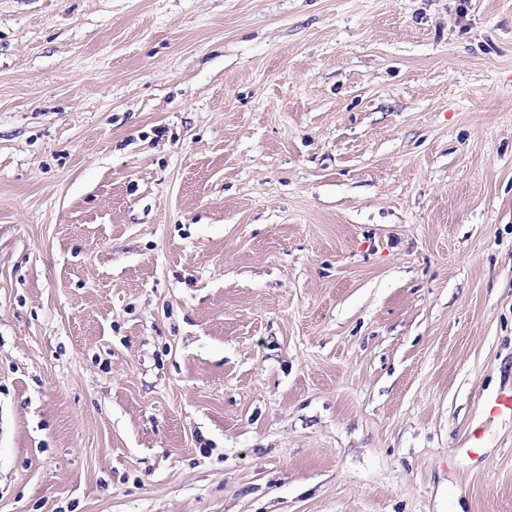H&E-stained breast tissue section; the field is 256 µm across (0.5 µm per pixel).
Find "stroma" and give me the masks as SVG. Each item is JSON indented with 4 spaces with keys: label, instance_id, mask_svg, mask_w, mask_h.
<instances>
[{
    "label": "stroma",
    "instance_id": "obj_1",
    "mask_svg": "<svg viewBox=\"0 0 512 512\" xmlns=\"http://www.w3.org/2000/svg\"><path fill=\"white\" fill-rule=\"evenodd\" d=\"M510 387L512 0H0V512H512ZM490 418L507 420L512 424V390L498 392L487 404Z\"/></svg>",
    "mask_w": 512,
    "mask_h": 512
}]
</instances>
